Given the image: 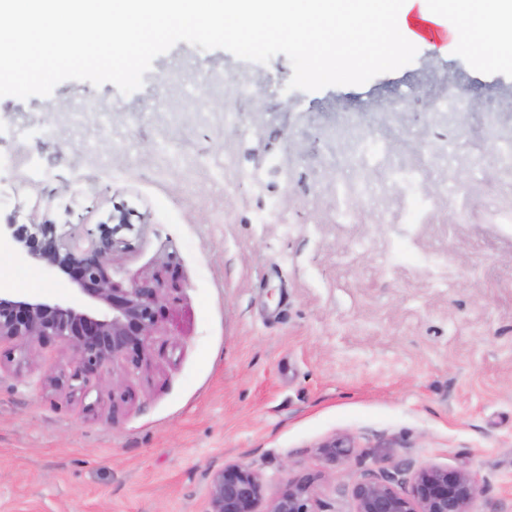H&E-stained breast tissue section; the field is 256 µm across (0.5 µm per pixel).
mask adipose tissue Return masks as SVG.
<instances>
[{"instance_id":"1","label":"adipose tissue","mask_w":512,"mask_h":512,"mask_svg":"<svg viewBox=\"0 0 512 512\" xmlns=\"http://www.w3.org/2000/svg\"><path fill=\"white\" fill-rule=\"evenodd\" d=\"M191 32L248 53L289 42L314 83L405 57L430 34L512 68V0H0V88L22 93L69 68L127 78Z\"/></svg>"}]
</instances>
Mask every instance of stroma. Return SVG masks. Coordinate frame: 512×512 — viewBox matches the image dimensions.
<instances>
[{"instance_id": "35a3bbf8", "label": "stroma", "mask_w": 512, "mask_h": 512, "mask_svg": "<svg viewBox=\"0 0 512 512\" xmlns=\"http://www.w3.org/2000/svg\"><path fill=\"white\" fill-rule=\"evenodd\" d=\"M275 42L155 47L127 80L57 72L0 92V222L130 214L122 286L175 281L127 400L86 412L43 385L69 350L0 369V512H205L210 471L258 470L266 499L308 482L354 512L362 476L476 472L512 512V69L415 47L311 83ZM468 112L435 109L449 83ZM0 293L67 298L0 251ZM344 437L336 464L318 453ZM318 451L325 462L329 464H336V462L344 460L350 456L352 447L348 439L335 437L321 444Z\"/></svg>"}]
</instances>
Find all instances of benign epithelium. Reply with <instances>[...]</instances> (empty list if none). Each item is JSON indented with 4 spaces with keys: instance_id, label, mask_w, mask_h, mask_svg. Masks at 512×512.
Wrapping results in <instances>:
<instances>
[{
    "instance_id": "obj_1",
    "label": "benign epithelium",
    "mask_w": 512,
    "mask_h": 512,
    "mask_svg": "<svg viewBox=\"0 0 512 512\" xmlns=\"http://www.w3.org/2000/svg\"><path fill=\"white\" fill-rule=\"evenodd\" d=\"M127 228L123 212L98 225L96 234L75 224L66 229L51 222L0 224V245L73 286V297L63 301L0 295V342L30 349L55 343L71 350L67 367L48 378L50 387L70 396L85 394L89 377L115 364L126 373L140 370L164 319L170 289L160 277L127 288L112 280V253L124 244L120 232ZM318 451L334 464L348 458L352 447L335 437ZM478 491L471 470L425 465L401 482L393 475L359 479L351 496L355 512H480ZM263 499V479L248 465L228 464L209 473L205 512H259ZM265 512H314L306 483L289 482Z\"/></svg>"
}]
</instances>
